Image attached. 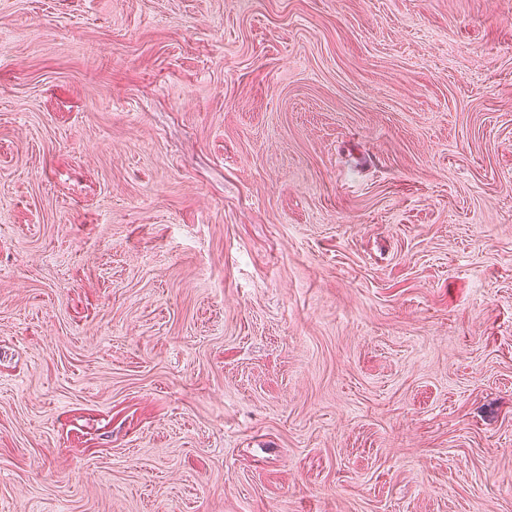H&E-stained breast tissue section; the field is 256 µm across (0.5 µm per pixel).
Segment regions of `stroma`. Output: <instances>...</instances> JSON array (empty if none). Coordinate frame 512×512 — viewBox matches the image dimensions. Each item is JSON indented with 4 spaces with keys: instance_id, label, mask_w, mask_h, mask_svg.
<instances>
[{
    "instance_id": "obj_1",
    "label": "stroma",
    "mask_w": 512,
    "mask_h": 512,
    "mask_svg": "<svg viewBox=\"0 0 512 512\" xmlns=\"http://www.w3.org/2000/svg\"><path fill=\"white\" fill-rule=\"evenodd\" d=\"M0 512H512V0H0Z\"/></svg>"
}]
</instances>
